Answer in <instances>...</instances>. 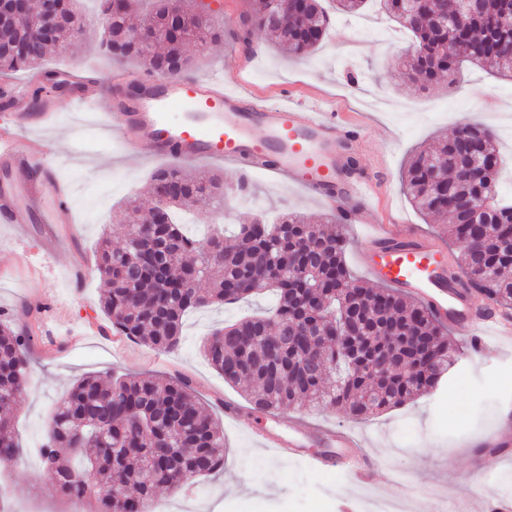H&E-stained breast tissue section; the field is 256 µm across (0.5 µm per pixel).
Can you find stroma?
<instances>
[{
	"label": "stroma",
	"mask_w": 512,
	"mask_h": 512,
	"mask_svg": "<svg viewBox=\"0 0 512 512\" xmlns=\"http://www.w3.org/2000/svg\"><path fill=\"white\" fill-rule=\"evenodd\" d=\"M197 4L224 35L201 49L189 45L192 76L222 75L230 61L238 60V86L243 91L274 102L285 96L318 102L347 121L369 126L361 163L385 186L373 195L362 223L342 228L346 262L355 278L369 277L360 261L369 247L366 225L394 215L429 238L443 239L440 227L424 219L401 187L402 171L416 148L452 135L459 123L472 117L495 132L501 156L512 157V79L495 76L488 67L465 65L449 82L408 81L404 63L411 45L379 39V31L396 32L400 26L381 10L378 0H370L359 12V19L369 23L362 31L349 27L350 16L338 10L336 0H322L328 36L301 58L282 53L268 33L242 34L241 21L251 12L252 0ZM76 62L91 72L118 69L139 75L145 70L136 61L119 63L105 57L97 39L72 37L67 50L43 62L39 83L30 91L33 108L46 95L54 97L58 125L49 136L71 193L68 219L75 222L77 235L72 247L51 253L36 234L0 224V310L22 325L27 322L21 305H45L39 323L31 325L32 370L15 410L18 454L0 463V487L6 492L1 504L7 512H93V503L77 504L52 490L38 454L57 402L85 375L181 374L192 380L197 395L216 416L224 414L223 400L246 405L241 391L209 365L202 345L225 322L274 303L271 294H255L190 313L181 346L173 354L88 333L89 321L108 323L99 301L105 289L96 271L99 239L112 233L126 199L150 202V176L163 162L129 156L103 127L91 120L78 122L71 95L56 88L59 69ZM200 212L205 223L188 227L196 238L208 236L215 224H248L258 217L271 223L284 213L312 219L330 214L303 190L262 171L249 176L243 197L223 208L201 207ZM79 264L85 275L77 283L71 270ZM489 349L488 358L450 368L436 389L365 420L312 406L261 415L266 425L294 420L351 428L377 461L370 484L352 481L338 469L317 471L308 462L267 452L225 421L223 471L185 489L159 490L155 502L165 512H336L338 499L355 501L368 490L386 500L408 498L407 512H438L451 499L467 512H489L492 500L512 496V457L487 476L477 473L472 461L481 441L504 422L505 407L512 406V345L493 343Z\"/></svg>",
	"instance_id": "obj_1"
}]
</instances>
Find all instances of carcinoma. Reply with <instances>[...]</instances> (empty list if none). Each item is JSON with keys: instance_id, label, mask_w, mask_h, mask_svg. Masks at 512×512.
I'll list each match as a JSON object with an SVG mask.
<instances>
[{"instance_id": "obj_1", "label": "carcinoma", "mask_w": 512, "mask_h": 512, "mask_svg": "<svg viewBox=\"0 0 512 512\" xmlns=\"http://www.w3.org/2000/svg\"><path fill=\"white\" fill-rule=\"evenodd\" d=\"M65 24L51 39L16 18L0 26V75L40 68L47 54L79 19L77 0H52ZM95 25L111 59L153 54L159 74L182 75L192 64L191 43L220 38L191 0H154L146 19L156 23L154 42L137 37L130 23L136 0H99ZM244 33H270L296 56L320 44L326 13L307 0H255ZM424 54L413 56L407 79L437 81L456 67L485 61L512 77V0H482L466 27L441 28L422 12L405 26ZM470 142L491 166L471 174L459 159L458 139L446 138L419 152L403 177L418 210L446 223L463 243L455 265L505 315L512 314V202L499 198L500 156L493 131L471 124ZM152 183L180 188L162 224H144L131 199L123 210L122 245L105 237L98 271L107 289L103 312L112 328L153 350L173 353L182 341L183 318L193 310L240 301L271 288L277 302L267 317L245 318L214 333L204 345L210 364L238 386L253 409L285 410L305 402L341 408L354 419L402 406L434 389L454 362L456 348L429 307L395 288L355 282L343 259V236L331 224L288 215L278 224L240 225L239 247L224 237L188 242L177 210L201 201L224 203V177L160 168ZM312 327L324 334L304 336ZM344 333L336 346V329ZM31 331L0 318V463L16 455L13 406L27 386ZM42 469L56 491L95 501L96 512H147L157 489L176 488L224 469V428L181 377L85 376L60 399L40 449Z\"/></svg>"}]
</instances>
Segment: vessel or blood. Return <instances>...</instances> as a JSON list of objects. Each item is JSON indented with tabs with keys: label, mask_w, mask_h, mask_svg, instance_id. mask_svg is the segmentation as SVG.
Instances as JSON below:
<instances>
[{
	"label": "vessel or blood",
	"mask_w": 512,
	"mask_h": 512,
	"mask_svg": "<svg viewBox=\"0 0 512 512\" xmlns=\"http://www.w3.org/2000/svg\"><path fill=\"white\" fill-rule=\"evenodd\" d=\"M124 82L120 74L84 79V90L75 100L84 107L95 106L99 90L117 92ZM138 88L133 99H119L118 111L107 120L114 136L134 155L173 166L225 161L242 176L257 169L271 171L330 205L347 223L359 220L349 203L366 201L375 192L372 178L359 167L364 130L340 123L321 105L256 100L234 89L228 77L147 76ZM11 105L9 119L0 123V223L40 224L47 237L60 240L57 213L70 209V197L57 176L51 143L41 137L55 123L56 112L48 99L39 111H29L22 89L12 93ZM48 197L54 210L34 212L33 203ZM369 240L371 250L361 255L368 273L424 300L444 326L467 334L468 350L482 351L488 334L502 343L512 342V325L500 323L490 307L479 306L473 293L449 279L447 246L396 224L375 225ZM224 415L261 447L307 458L315 468L342 466L358 479L375 466L349 430H319L317 439L326 453L308 455L304 438L259 430L244 421L233 402H225ZM482 445L487 453L477 466L487 474L496 470L503 450L512 446V424L503 423Z\"/></svg>",
	"instance_id": "vessel-or-blood-1"
}]
</instances>
